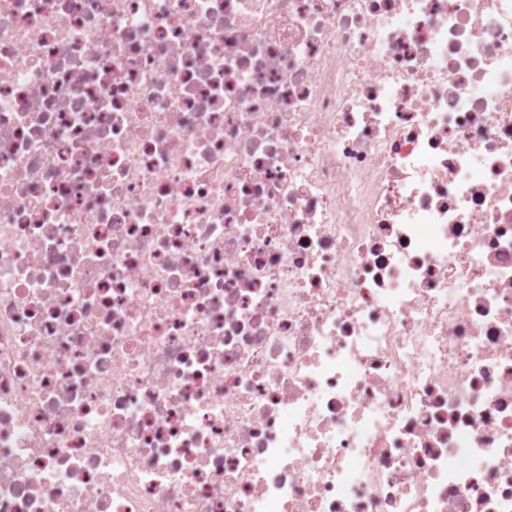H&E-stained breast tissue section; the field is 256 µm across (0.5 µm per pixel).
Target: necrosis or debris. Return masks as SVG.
I'll list each match as a JSON object with an SVG mask.
<instances>
[{
    "label": "necrosis or debris",
    "mask_w": 512,
    "mask_h": 512,
    "mask_svg": "<svg viewBox=\"0 0 512 512\" xmlns=\"http://www.w3.org/2000/svg\"><path fill=\"white\" fill-rule=\"evenodd\" d=\"M0 512H512V0H0Z\"/></svg>",
    "instance_id": "necrosis-or-debris-1"
}]
</instances>
